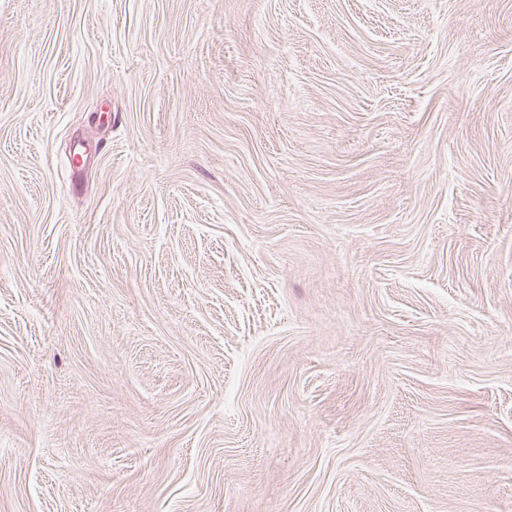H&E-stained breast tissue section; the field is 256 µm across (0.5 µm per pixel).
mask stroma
I'll list each match as a JSON object with an SVG mask.
<instances>
[{"label":"stroma","instance_id":"35a3bbf8","mask_svg":"<svg viewBox=\"0 0 512 512\" xmlns=\"http://www.w3.org/2000/svg\"><path fill=\"white\" fill-rule=\"evenodd\" d=\"M0 512H512V0H0Z\"/></svg>","mask_w":512,"mask_h":512}]
</instances>
